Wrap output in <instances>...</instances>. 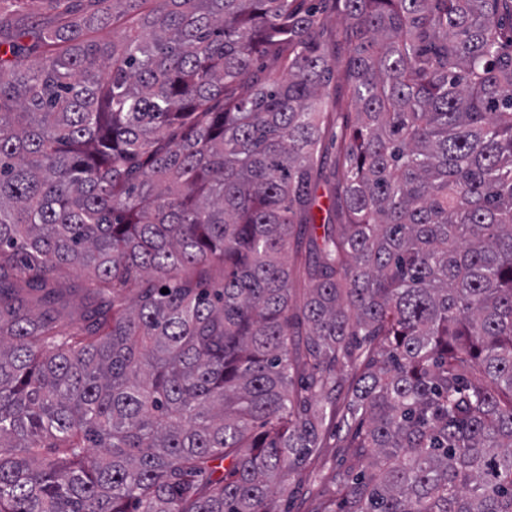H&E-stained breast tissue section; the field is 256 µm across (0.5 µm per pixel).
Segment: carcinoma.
<instances>
[{
  "instance_id": "carcinoma-1",
  "label": "carcinoma",
  "mask_w": 512,
  "mask_h": 512,
  "mask_svg": "<svg viewBox=\"0 0 512 512\" xmlns=\"http://www.w3.org/2000/svg\"><path fill=\"white\" fill-rule=\"evenodd\" d=\"M94 3L0 18V512H279L331 423L318 512H512V0H333L331 161L309 0ZM326 20L327 35H326V50L333 63V77L329 82L328 91L336 98V112L338 113V121L336 126L330 130L326 144H331L332 140L340 137L342 123L346 112H356L351 103V91L348 84L343 77V70L348 55L347 46L343 42H336V31L342 28L341 19L336 11L331 8L323 14ZM84 273L75 267L62 266L55 273L54 283L62 291V297L55 306L54 314L61 320L79 321L86 311L84 293L78 288Z\"/></svg>"
}]
</instances>
